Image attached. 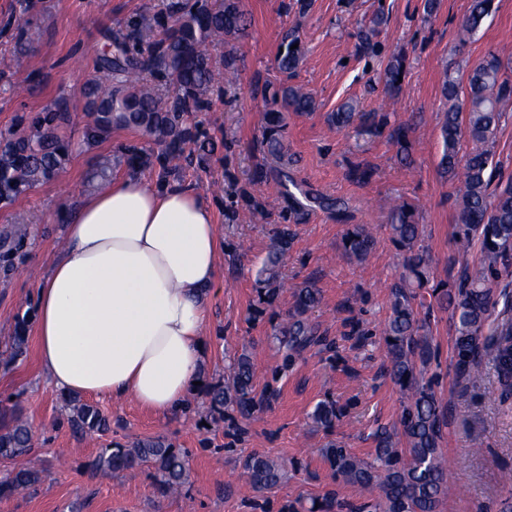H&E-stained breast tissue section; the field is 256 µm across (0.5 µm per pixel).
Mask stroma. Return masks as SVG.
<instances>
[{"label":"stroma","mask_w":512,"mask_h":512,"mask_svg":"<svg viewBox=\"0 0 512 512\" xmlns=\"http://www.w3.org/2000/svg\"><path fill=\"white\" fill-rule=\"evenodd\" d=\"M167 0H34L21 11L17 0H0V55L16 57L17 66L0 73V133L16 113L38 111L59 102L69 112L64 134L75 144L70 161L56 178L33 188L14 203L0 205V235L21 227L30 247L10 275L0 274V352L12 336L18 316L34 310V294L62 246V227L70 212L93 192L86 182L90 167L120 145L139 141L138 133L115 129L92 147L80 143L86 121L85 88L95 72L93 61L105 33L136 12L157 13ZM289 0H242L250 26L209 54L223 68L226 52L237 57V78L225 97H214L203 113L205 128L222 146L209 169L186 168L172 181L192 186L212 207L224 237L219 262V291L209 294L205 330L208 356L201 369L205 383L224 378L230 357L248 350L256 368V385L264 387L280 360L271 326L248 320L255 300V279L270 241V231L284 205L275 182L256 185L267 199L268 216L249 224H228L224 206L231 200L225 175L248 183L262 155L264 101L256 84L275 79V57L283 34L295 30L304 59L293 81L313 93L316 109L288 118V148L298 160L295 175L313 191L344 202V217L311 207L296 234L284 270L291 285L305 281L320 289L322 300L312 319L336 348L312 349L279 380L280 396L272 406L241 420L237 412L213 414L202 394L191 398V412L161 417L133 400L90 398L110 422L101 435L74 434L71 409L63 393L48 386L37 355L36 339L15 363L0 364V399L8 416L28 422L37 448L36 463L46 479L36 492L0 498V512H255L260 498L250 486L242 462L261 453L286 461L288 478L268 492L272 512L285 501L310 507L314 498L335 491L342 504H357L365 491L333 479L320 450L332 440L359 456H370L377 429L399 428L403 398L386 373L389 360L382 331L390 313L391 289L402 270L403 254L387 227L395 200L415 205L420 246L431 259L429 288L457 279L464 265L478 260V248L458 253L454 240L457 212L453 187L440 174L441 122L448 103L441 93L446 71L464 74L493 53L512 63V0H494L492 15L466 44L457 33L471 0H437L425 17L422 0H312L305 15L286 11ZM388 18L380 37V55L358 52L359 34L376 14ZM406 59L404 91L386 98L376 70L391 53ZM348 98L363 111L385 112L390 125L410 129L411 163H402L388 135L361 137L326 122L329 112ZM492 185L512 183V100L503 106ZM369 225L375 245L368 261L347 260L341 240L349 225ZM435 357L427 368L435 391L448 411L442 443L451 495L439 512H501L512 500V408L494 401L496 379L489 360L483 376L472 382L459 376L453 358L454 324L447 312L429 318ZM335 401L339 417L330 428L312 423L319 401ZM162 436L191 454V477L184 492L163 496L156 474L143 465L97 472L90 461L101 448L118 442Z\"/></svg>","instance_id":"obj_1"}]
</instances>
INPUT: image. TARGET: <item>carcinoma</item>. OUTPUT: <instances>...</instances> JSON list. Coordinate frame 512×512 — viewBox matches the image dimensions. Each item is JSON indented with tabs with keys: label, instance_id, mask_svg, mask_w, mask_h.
<instances>
[{
	"label": "carcinoma",
	"instance_id": "obj_1",
	"mask_svg": "<svg viewBox=\"0 0 512 512\" xmlns=\"http://www.w3.org/2000/svg\"><path fill=\"white\" fill-rule=\"evenodd\" d=\"M492 8L493 0H472L458 32L459 41L465 42L478 32ZM247 25L248 15L240 0H173L165 12L130 17L123 28L112 33L110 44L96 60L97 70L109 84L103 86L93 80L87 87L89 112L83 141L97 143L114 127L139 133L153 147L130 143L118 148V163L132 173L157 167L169 174L186 165L208 166L215 145L194 118L212 108L220 75L206 46L235 36ZM385 25L382 13L371 20L361 39L365 50L376 52L374 38ZM158 27L164 28L163 35L147 39L148 33ZM298 43L295 31L284 35L276 55L283 79L276 85L267 81L262 89L266 110L260 151L263 159L279 166L277 182L284 206L280 222L271 229L261 277L256 281L255 321L284 288L281 268L294 247L292 225L303 223L311 203L326 210L336 209L335 201L313 194L288 175V169L297 164L285 136L288 116L315 109L312 94L290 83L304 58ZM404 70V56L393 55L387 60L378 77L386 95L396 97L401 93L399 77ZM505 71L503 62L490 53L465 75L444 76L442 94L448 100V112L441 126L446 151L440 166L444 174L458 182L455 204L460 248L465 250L472 242H478L480 259L465 269L459 283L433 295V303H425V296L418 293L428 282L429 260L417 248L419 224L414 210L404 202L390 211L388 227L405 256L403 272L391 291L384 336L389 374L406 395L401 417L404 447H398L394 434L384 429L376 433L374 454L367 458L337 442L322 449L323 460L333 476L378 491L374 501L353 507L350 512H438L448 495L442 451L448 422L433 379L426 377L424 370L431 359L432 345L428 323L419 318L418 308L436 306L450 311L455 326L457 374L471 380L480 378L478 363L482 354L488 353L497 378L495 398L501 403L512 400V293L504 287L496 295L492 289L501 273H509L512 266V185L490 190L497 167L493 138L502 118V103L512 98V79ZM15 121V130L0 144L1 205H8L33 186L49 181L65 168L71 154V144L59 134L70 121L62 108L24 113ZM327 122L338 130L353 128L378 135L388 126V114L365 112L358 100L349 98L328 113ZM463 137L474 144L465 157L459 156L458 151ZM266 210L265 199L245 185L231 202L228 219L238 224L250 223L265 216ZM343 242V253L358 263L367 260L374 246V238L363 224L351 225ZM26 247L24 233L0 238L3 274L13 271L15 259ZM294 298L293 312L274 326L273 338L284 367L312 346L326 342L311 321L312 311L321 303L320 290L304 282L294 289ZM500 302L503 309L494 318L492 310ZM28 331L29 318L19 319L5 350L4 364L15 362L25 353ZM205 392L212 412L220 415L231 408L243 419L270 407L279 397V389L272 383L257 390L254 366L245 350L228 366L224 382L207 385ZM70 402L72 415L68 423L75 432L102 434L109 430L108 420L92 405L77 397L70 398ZM311 418L325 428L331 427L337 418L336 404L318 402ZM33 449L31 431L25 422L14 417L0 427V460L11 463L23 459L0 480V496L34 492L43 483L45 469L29 459ZM142 464L154 468L158 490L163 495L177 492L188 483V455L163 437L105 448L93 460L92 467L116 471ZM287 468V463L259 454L250 455L243 463L252 488L262 494L281 484Z\"/></svg>",
	"mask_w": 512,
	"mask_h": 512
}]
</instances>
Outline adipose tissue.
<instances>
[{"label":"adipose tissue","mask_w":512,"mask_h":512,"mask_svg":"<svg viewBox=\"0 0 512 512\" xmlns=\"http://www.w3.org/2000/svg\"><path fill=\"white\" fill-rule=\"evenodd\" d=\"M224 238L192 188L129 177L84 199L35 293L41 371L74 396L180 412L207 356Z\"/></svg>","instance_id":"ef3b65f1"}]
</instances>
